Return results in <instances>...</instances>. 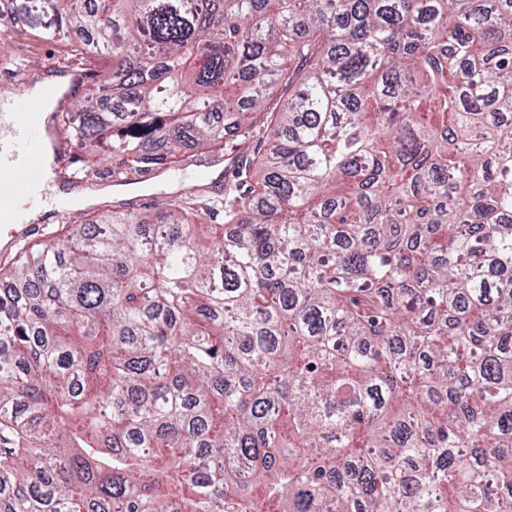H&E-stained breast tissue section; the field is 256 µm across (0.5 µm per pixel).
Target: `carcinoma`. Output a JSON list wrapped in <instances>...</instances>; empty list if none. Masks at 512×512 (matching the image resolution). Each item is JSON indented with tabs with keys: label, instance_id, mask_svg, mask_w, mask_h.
Instances as JSON below:
<instances>
[{
	"label": "carcinoma",
	"instance_id": "obj_1",
	"mask_svg": "<svg viewBox=\"0 0 512 512\" xmlns=\"http://www.w3.org/2000/svg\"><path fill=\"white\" fill-rule=\"evenodd\" d=\"M4 12L59 177L240 164L0 258V512H512V0Z\"/></svg>",
	"mask_w": 512,
	"mask_h": 512
}]
</instances>
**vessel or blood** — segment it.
Segmentation results:
<instances>
[{
  "mask_svg": "<svg viewBox=\"0 0 512 512\" xmlns=\"http://www.w3.org/2000/svg\"><path fill=\"white\" fill-rule=\"evenodd\" d=\"M57 84H46L41 98L15 101L12 118L0 115V247L9 248L21 237H30L37 225L27 222L15 205L17 198L34 193L44 177L46 153L65 160V142L54 131L44 112L48 101L61 100Z\"/></svg>",
  "mask_w": 512,
  "mask_h": 512,
  "instance_id": "vessel-or-blood-1",
  "label": "vessel or blood"
}]
</instances>
